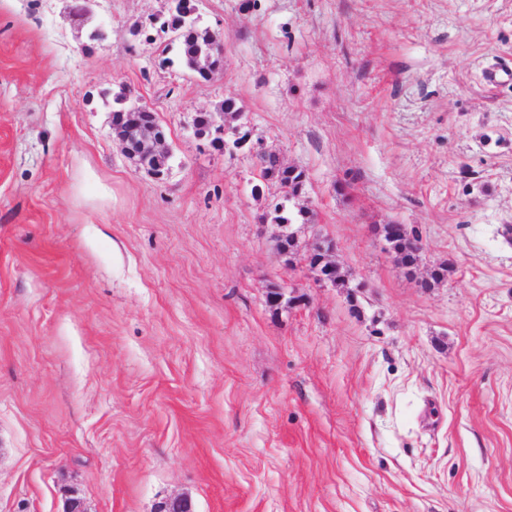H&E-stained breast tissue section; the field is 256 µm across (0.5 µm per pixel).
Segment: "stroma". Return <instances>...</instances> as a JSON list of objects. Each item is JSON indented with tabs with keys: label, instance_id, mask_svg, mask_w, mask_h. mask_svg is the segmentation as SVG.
Masks as SVG:
<instances>
[{
	"label": "stroma",
	"instance_id": "35a3bbf8",
	"mask_svg": "<svg viewBox=\"0 0 512 512\" xmlns=\"http://www.w3.org/2000/svg\"><path fill=\"white\" fill-rule=\"evenodd\" d=\"M240 3L200 4L205 81L137 34L169 0H0V512H512V81L483 80L512 0ZM120 92L167 177L122 153ZM262 148L350 287L283 264ZM259 181L252 187L255 196L264 194L269 184L278 186L283 202L276 203L270 213L271 224H311L314 212L307 207H300L296 212L287 209L284 202L298 199L305 194L307 175L303 169L295 167L290 170L283 166L276 151H262L258 154Z\"/></svg>",
	"mask_w": 512,
	"mask_h": 512
}]
</instances>
